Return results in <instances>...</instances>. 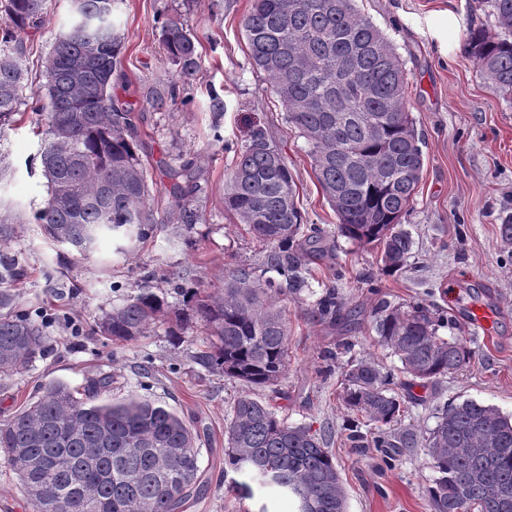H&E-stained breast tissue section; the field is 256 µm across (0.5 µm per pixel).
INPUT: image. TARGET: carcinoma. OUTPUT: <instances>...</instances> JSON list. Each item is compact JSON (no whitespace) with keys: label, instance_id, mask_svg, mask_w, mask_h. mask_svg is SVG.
I'll return each mask as SVG.
<instances>
[{"label":"carcinoma","instance_id":"carcinoma-1","mask_svg":"<svg viewBox=\"0 0 512 512\" xmlns=\"http://www.w3.org/2000/svg\"><path fill=\"white\" fill-rule=\"evenodd\" d=\"M116 0H75L68 27L44 62L45 113L41 145L48 196L33 218L52 242L87 258L100 238L127 254L159 224H195L193 163L163 165L171 208L161 218L150 207L147 169L130 136L131 112L112 96L124 37L114 25ZM45 0H5L0 41V120L20 111L25 74L15 55L22 33L41 28ZM496 31L473 27L467 57L506 96H512V0H490ZM249 57L285 109V122L305 140L316 180L336 214L338 233L380 251L381 270L402 271L413 240L402 218L414 201L424 168L422 139L407 107L408 82L388 37L356 0H252L242 21ZM163 47L188 79L200 68L195 37L177 22L162 32ZM224 189V211L270 250L263 269L224 270L215 292L198 288L182 306L149 287L112 307L98 331L118 342L167 325L173 343L192 326L209 345L196 356L203 368L247 388L277 385L288 370V319L284 299L308 287L307 265L330 250L327 235L304 231L297 184L288 161L266 129L254 127L235 149ZM21 214L0 213V380L46 352L43 327L16 311L13 285L24 270L4 247ZM275 276H269V273ZM314 320L344 331L364 311L349 306L333 284L311 309ZM379 345L401 362L402 378L360 360L345 372L346 408L377 426L366 434L352 426L353 448H415L413 432L392 433L400 386L435 385L470 363L475 351L461 336L443 338L444 314L419 304L371 308ZM109 375L81 388L47 385L36 400L0 424V457L19 479L32 512H180L199 495L198 432L176 411L145 396L105 395ZM331 434L293 425L250 393L231 405L224 422V476L272 484L293 497L298 512H346V494L327 444ZM435 477L425 488L431 512H512V419L474 400L443 407L424 438ZM170 448L184 452L175 491L156 459Z\"/></svg>","mask_w":512,"mask_h":512}]
</instances>
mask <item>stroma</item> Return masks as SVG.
Returning <instances> with one entry per match:
<instances>
[{"instance_id":"stroma-1","label":"stroma","mask_w":512,"mask_h":512,"mask_svg":"<svg viewBox=\"0 0 512 512\" xmlns=\"http://www.w3.org/2000/svg\"><path fill=\"white\" fill-rule=\"evenodd\" d=\"M401 56L408 81L407 107L424 143V170L403 227L415 241L405 271L382 273L377 250L338 236L337 218L324 199L303 138L283 120L284 109L262 74L249 62L242 20L251 0H120L114 19L124 35L121 75L113 92L130 104L133 139L153 178V204L166 214L171 202L156 163L193 162L201 218L188 228L157 225L126 255L103 240L96 255L80 258L45 237L40 225L21 224L10 247L24 276L15 283L18 310L45 321L47 352L26 369L0 381V423L36 399L44 386H83L113 376V397L130 393L156 399L197 430L205 486L184 512H296L293 501L270 485L251 483L249 494L224 484V418L240 391L237 381L193 361L206 346L203 328L185 330L173 345L164 325L132 342L101 335L97 322L142 284L178 303L185 288L220 285L233 264L263 265L267 246L224 210V187L234 164L233 144L252 124L265 126L279 144L299 189L308 223L333 237L332 257L310 267L308 288L288 301L289 364L277 389H264L289 423H309L331 432L332 453L347 495V512H430L424 489L434 471L424 448L400 449L385 463L380 451L351 448L352 418L341 400L348 360L366 359L382 371L400 363L377 344L369 323L349 333L312 320L309 309L334 273L350 304L368 307L382 298L394 305L422 301L448 315L441 336H460L475 352L459 374L414 388L416 403L394 422L395 431L427 434L443 404L473 399L512 415V244L500 236L501 219L512 213V97L487 80L464 52L469 28H494L488 0H357ZM42 27L25 36L20 56L28 76L20 120L0 126V204L32 215L47 196L40 164L41 116L29 101L45 58L70 20V0H46ZM179 20L198 42L197 75L180 81L162 44V29ZM178 99H171V90ZM224 102L212 111L211 98ZM491 309L490 331L475 329L467 314ZM350 340L349 358L323 373L321 351Z\"/></svg>"}]
</instances>
